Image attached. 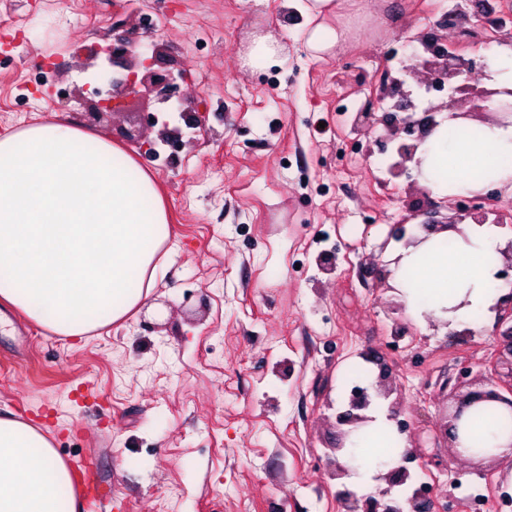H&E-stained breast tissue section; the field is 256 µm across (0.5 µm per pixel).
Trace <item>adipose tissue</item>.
Segmentation results:
<instances>
[{
	"label": "adipose tissue",
	"instance_id": "ef3b65f1",
	"mask_svg": "<svg viewBox=\"0 0 512 512\" xmlns=\"http://www.w3.org/2000/svg\"><path fill=\"white\" fill-rule=\"evenodd\" d=\"M334 0H297L314 18L307 38L318 53L342 39L318 24ZM434 195L512 183V125L460 127L443 121L419 150ZM170 235L163 200L134 159L106 140L55 121L0 136V299L64 336H83L124 319L148 296L156 257ZM512 231L464 224L418 235L393 258L392 282L414 317L461 332L493 317L506 295L497 272ZM480 447L499 455L512 443V408L482 402L467 418ZM396 436L381 413L350 441L355 475L371 482ZM0 512H78L69 470L47 436L0 417Z\"/></svg>",
	"mask_w": 512,
	"mask_h": 512
}]
</instances>
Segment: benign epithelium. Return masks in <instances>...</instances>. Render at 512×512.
Returning <instances> with one entry per match:
<instances>
[{"instance_id":"7a95c632","label":"benign epithelium","mask_w":512,"mask_h":512,"mask_svg":"<svg viewBox=\"0 0 512 512\" xmlns=\"http://www.w3.org/2000/svg\"><path fill=\"white\" fill-rule=\"evenodd\" d=\"M493 24L496 33L488 35L482 31L479 24L472 21L462 5L446 12L438 21L437 28L444 31L439 35L435 32L419 33L406 40V46L412 47L396 69L386 68L381 76L379 94L376 99L364 105L355 116V124L366 129L380 125L383 133L380 142L383 145H393V160L389 163L387 173L390 179L406 177L409 197L404 208L407 216L402 223L407 224L420 213L436 214L440 210H451L452 216L436 223L427 222L426 228H454L471 219L474 224H497L512 229V209H493L486 206V201L493 196L506 193L503 187H495L484 194L465 196L453 195L440 200L432 197V192L419 184L417 174L421 173L422 158L417 156L418 150L432 131L441 124L438 117L443 115L450 120L466 119L472 113L482 109L480 103L490 102L494 97L505 93L512 97V89L502 91L497 88L478 87L486 76V59L480 60L465 57L464 51L493 40L505 41L512 44V29L505 38L497 37L507 26V22L498 17ZM113 30L117 31L112 47L104 49L108 59L117 71L112 74L111 91L107 97L94 103L97 114L121 113L128 107L129 99L142 94L154 92L160 102L166 103L172 98H178L179 118L192 129L202 127L200 113L206 111L198 105L192 107L180 97L176 79H186L183 72L178 75L167 73L162 75L154 70L160 58V45H151V50L144 45L134 29L119 19L113 22ZM422 73L416 86L408 85L407 78L416 73ZM456 79L458 84L450 85ZM446 93V99L428 105L422 109V116L416 117L418 105L415 100L427 97L433 93ZM383 109L382 115H377L378 109ZM162 126L160 143L172 145L182 138L179 128H169V122L159 121L156 114L144 112L140 116L142 127ZM496 320L500 325H507L505 334L512 337V291L495 306ZM507 380L502 387L508 392L504 396L495 389L470 391L458 396L455 410L448 415L447 428L451 431L450 440L455 454L460 456L468 449L458 450V422L464 412L484 401H498L512 408V361L506 363ZM391 375L385 366L380 367L374 393L369 388L354 386L349 397V408L336 416L337 426H352L357 428L372 421L365 414L370 409L373 398L388 397L393 391L390 382ZM350 431H340L342 442L333 449L336 458L330 469V477L342 479L350 476V466L340 461L347 455L344 439ZM470 453V452H468ZM411 454L406 451L386 472L376 475V480L386 484V487L376 496L360 495L346 488L339 492L344 505V512H432V496L427 490L416 489L412 495L401 500L392 494L396 487H403L412 479L409 468L403 465ZM475 457V453H470Z\"/></svg>"}]
</instances>
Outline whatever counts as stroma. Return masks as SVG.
Instances as JSON below:
<instances>
[{
  "mask_svg": "<svg viewBox=\"0 0 512 512\" xmlns=\"http://www.w3.org/2000/svg\"><path fill=\"white\" fill-rule=\"evenodd\" d=\"M330 51L293 0H0V134L55 120L100 135L153 178L170 259L125 319L62 336L0 299V414L39 428L68 468L93 460L112 512H344L326 453L368 351L394 369L404 439L438 505L512 512V466L454 457L447 396L486 387L512 338H459L434 318L400 330L387 253L407 182L386 181L380 129L354 123L407 36L455 0H336ZM149 19L206 130L159 156L126 117L87 112L111 66L112 22ZM283 51L246 63L254 39ZM332 259L324 268V259ZM468 384H460L463 367ZM343 35L342 31L335 28L317 24L309 30L307 44L311 50L324 53L335 47Z\"/></svg>",
  "mask_w": 512,
  "mask_h": 512,
  "instance_id": "obj_1",
  "label": "stroma"
}]
</instances>
